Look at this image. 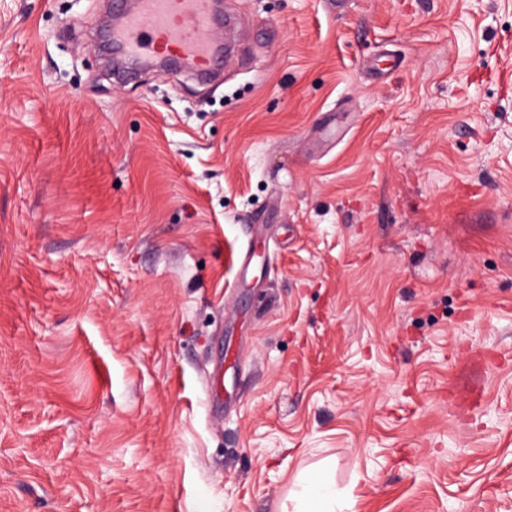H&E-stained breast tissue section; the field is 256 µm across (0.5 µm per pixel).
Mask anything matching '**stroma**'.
<instances>
[{"mask_svg":"<svg viewBox=\"0 0 512 512\" xmlns=\"http://www.w3.org/2000/svg\"><path fill=\"white\" fill-rule=\"evenodd\" d=\"M224 12L122 81L112 0H0V512H512V0ZM291 483L296 488L289 496L293 502V512L344 511L341 494L327 468L299 472Z\"/></svg>","mask_w":512,"mask_h":512,"instance_id":"1","label":"stroma"}]
</instances>
